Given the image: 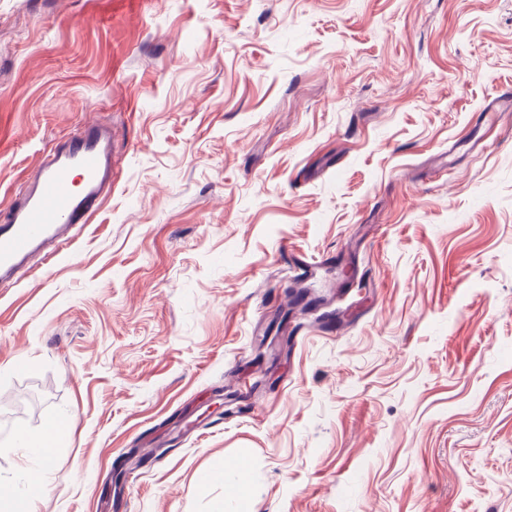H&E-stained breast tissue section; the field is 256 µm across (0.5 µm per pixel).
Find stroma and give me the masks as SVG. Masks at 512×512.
Masks as SVG:
<instances>
[{"instance_id":"stroma-1","label":"stroma","mask_w":512,"mask_h":512,"mask_svg":"<svg viewBox=\"0 0 512 512\" xmlns=\"http://www.w3.org/2000/svg\"><path fill=\"white\" fill-rule=\"evenodd\" d=\"M507 91L512 0H0V208L79 125L115 150L0 289V480L32 512H512V112L473 120ZM299 280L326 302L282 362ZM67 433V422L61 417L52 416L47 420L42 433L31 434L21 431L19 439L23 447L29 448L38 455L49 456L51 448L55 447Z\"/></svg>"}]
</instances>
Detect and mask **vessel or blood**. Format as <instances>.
Masks as SVG:
<instances>
[{"mask_svg":"<svg viewBox=\"0 0 512 512\" xmlns=\"http://www.w3.org/2000/svg\"><path fill=\"white\" fill-rule=\"evenodd\" d=\"M112 190V137L84 124L44 156L0 218V288L14 285L32 259H52L71 227L88 223Z\"/></svg>","mask_w":512,"mask_h":512,"instance_id":"b4317fda","label":"vessel or blood"}]
</instances>
